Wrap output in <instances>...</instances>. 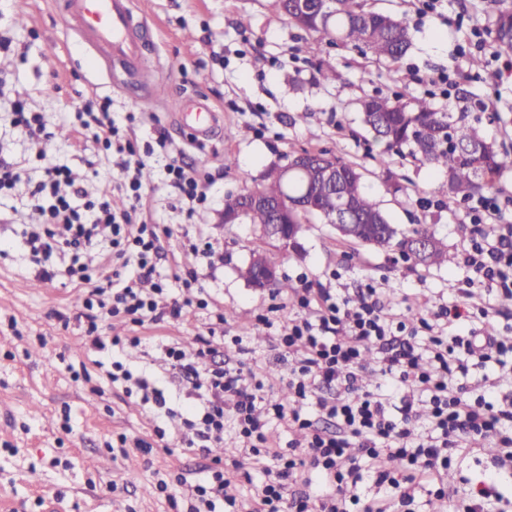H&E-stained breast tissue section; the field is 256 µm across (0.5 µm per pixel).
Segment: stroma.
Returning a JSON list of instances; mask_svg holds the SVG:
<instances>
[{
	"mask_svg": "<svg viewBox=\"0 0 512 512\" xmlns=\"http://www.w3.org/2000/svg\"><path fill=\"white\" fill-rule=\"evenodd\" d=\"M367 5L409 19L414 46L399 67L329 43L311 56L305 33L278 14L274 0H139L154 40L146 54L158 72L147 85L119 71L109 76L91 70L87 44L62 30L50 0H0V37L11 42L0 49V150L26 169L42 150L89 178L108 160L93 139L76 144L71 123L78 107L107 96L118 115L141 114L138 149L150 174L151 221L159 235L155 271L166 276L195 270L209 294L207 309L181 318L142 326L115 319L101 330L111 360L163 393L166 408L176 412L166 417L140 393L125 394L97 365L77 318L80 288L61 276L49 281L39 275L46 265H60V258L35 257L21 246L24 227L41 220L26 187L0 200V209L19 211L17 223H0V512H45L51 502L60 512H179L158 492L159 481L181 472L198 477L217 461L251 512L255 488L232 465L240 445L232 430H225L220 447L180 445L181 417L195 402L169 382L162 347L197 346L216 314H223L225 338L243 339L242 347L226 348L224 356L261 374L265 400L287 393L289 364L281 358L279 327L299 310L287 295L257 290L240 277L239 268L254 252L273 245L252 225L225 224L221 215L225 195L257 188L267 168L287 165L291 154L326 149L358 165L392 223L404 230L429 224L457 256L450 266L428 268L394 251L339 242L331 225L315 220L304 225L298 248L280 266L293 287L306 281L353 295L369 283L391 314L408 320L431 318L439 305L459 302L458 290L470 276L463 256L471 202L449 206L441 173L378 148L366 151L369 135L356 102L377 93L424 95L432 90L429 77L444 73L456 80L468 71L470 56L482 54L487 67L470 83L475 99L451 93L438 103L475 113L479 99L495 95L503 119L480 126L507 151L496 195L512 223V76L502 72L498 50L483 32L489 0H438L432 13L420 12L419 0ZM323 68L336 71L337 80L323 81ZM161 85L167 89L162 96ZM184 97L201 99L218 113L214 136L196 141L180 122ZM16 98L48 116L50 135L41 145L15 134L10 102ZM159 131L181 151L185 166L214 176L209 205L194 216L164 184L167 159L154 143ZM188 236L212 244L213 255L184 249ZM159 427L165 438L156 436ZM143 441L150 451L140 449ZM448 486L472 494L491 489L495 512H512V471L499 469L489 449L455 455Z\"/></svg>",
	"mask_w": 512,
	"mask_h": 512,
	"instance_id": "35a3bbf8",
	"label": "stroma"
}]
</instances>
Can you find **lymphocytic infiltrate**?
<instances>
[{
  "mask_svg": "<svg viewBox=\"0 0 512 512\" xmlns=\"http://www.w3.org/2000/svg\"><path fill=\"white\" fill-rule=\"evenodd\" d=\"M77 136H92L104 150L120 156L119 174L98 176L95 193L79 182L65 163L39 157L37 177L0 158V195L20 182L30 184L34 207L42 216L25 235L33 253L76 257L66 274L82 287L80 296L87 321L90 350L101 353L107 344L99 336L101 324L122 317L135 325L162 320L157 298L162 283L153 281L151 264L157 234L140 216L148 208L140 172L144 166L137 149L138 119L127 113L116 119L111 99L86 104L75 114ZM166 179L189 201L190 213L208 203L211 175L200 168L185 169L179 157L165 167ZM501 210L494 197L480 200L469 228L464 261L479 284L512 296V224L503 225L495 240H487L481 226ZM135 261L139 271L127 279L98 284L95 276L109 259ZM294 303L312 311V318H292L283 327L279 345L290 364L288 393L304 400L319 390H332L319 398L323 414L335 419L334 429L276 402L259 406L263 383L256 373L230 366H214L215 348L187 349L172 344L165 349L171 382H186L192 394H203L181 436L190 446L210 447L224 439V419L232 417L243 446V458L261 462L263 479L256 488L254 512H392L393 502L410 505L423 479L433 480L434 495L444 499L448 487L442 476L454 452L466 449L476 437L495 448L498 466L512 469V393L495 400L472 396L455 378L467 375L469 364H485L512 353L492 335H480L472 326L488 309L470 304L440 307L436 322L418 318L414 329L385 312L377 290L366 286L347 297L326 288L296 289ZM470 324L468 335H448L445 322ZM379 355L381 381L374 389L363 385L367 353ZM424 403L426 421L413 426L417 403ZM285 421L289 430L303 435L296 453H269L265 429L270 418ZM402 461L400 471L386 470L382 456ZM272 464H265V457ZM383 488L382 496L360 499L355 488L362 478ZM186 512H217V504L238 508L223 471L209 468L195 481L178 476Z\"/></svg>",
  "mask_w": 512,
  "mask_h": 512,
  "instance_id": "1",
  "label": "lymphocytic infiltrate"
}]
</instances>
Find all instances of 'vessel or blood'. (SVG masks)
Listing matches in <instances>:
<instances>
[{"mask_svg":"<svg viewBox=\"0 0 512 512\" xmlns=\"http://www.w3.org/2000/svg\"><path fill=\"white\" fill-rule=\"evenodd\" d=\"M61 24L86 41L108 70L122 69L137 81L148 82V28L136 21L135 0H59Z\"/></svg>","mask_w":512,"mask_h":512,"instance_id":"b4317fda","label":"vessel or blood"}]
</instances>
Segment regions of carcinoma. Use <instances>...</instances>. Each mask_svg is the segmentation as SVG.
I'll list each match as a JSON object with an SVG mask.
<instances>
[{
  "mask_svg": "<svg viewBox=\"0 0 512 512\" xmlns=\"http://www.w3.org/2000/svg\"><path fill=\"white\" fill-rule=\"evenodd\" d=\"M277 11L296 28L310 35L307 52H320L323 40L350 46L379 62L400 63L412 47L413 35L403 19L368 11L360 0H275ZM488 35L504 53H512V7L507 0H491ZM363 123L372 131L373 142L384 151L409 155L422 165L436 168L448 176V204L481 197L496 189L506 162L494 144L481 137L464 111L438 107L429 96L390 97L376 94L357 102ZM336 163V181H323L307 170L283 183L270 167L256 191L270 202L285 194H306V206L288 216L289 224H306L318 217L330 223V212L341 201L350 205L347 239L362 246L398 250L408 256V241L423 237L434 240L426 266L454 262L448 247L425 224L404 233L390 222L362 182L361 174L341 157L324 152ZM248 194H228L224 216L247 206Z\"/></svg>",
  "mask_w": 512,
  "mask_h": 512,
  "instance_id": "cac0c4a2",
  "label": "carcinoma"
}]
</instances>
